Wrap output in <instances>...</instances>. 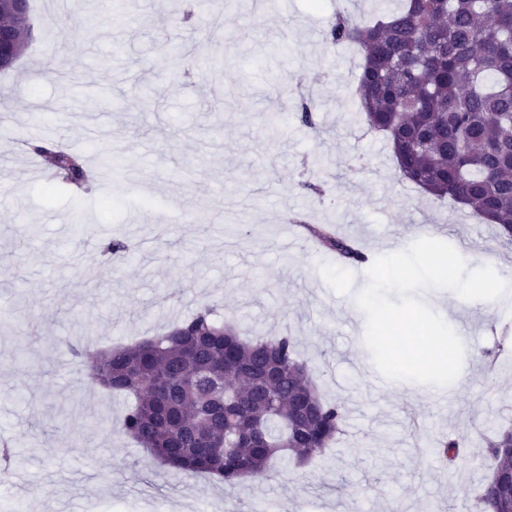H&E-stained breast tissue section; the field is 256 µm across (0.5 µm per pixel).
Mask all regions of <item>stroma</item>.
<instances>
[{"instance_id":"1","label":"stroma","mask_w":512,"mask_h":512,"mask_svg":"<svg viewBox=\"0 0 512 512\" xmlns=\"http://www.w3.org/2000/svg\"><path fill=\"white\" fill-rule=\"evenodd\" d=\"M396 0H31L32 39L0 73V438L18 452L0 480L16 512H478L485 441L512 428V301L448 317L462 370L436 396L378 371L351 311L366 266L300 236L332 225L369 258L421 238L466 255L463 277L512 265L498 228L400 180L361 117L362 56L328 39L338 13L370 20ZM196 46L188 67L166 45ZM317 103L297 118V88ZM281 128L270 137L269 115ZM53 142L127 172L87 193L49 192L16 164ZM320 185L321 194L304 189ZM122 239L128 257L105 245ZM293 241L285 250V241ZM247 337L293 336L328 401L346 413L334 448L228 486L166 472L118 431L127 400L89 384L69 349L133 344L203 306ZM460 444L454 461L437 448Z\"/></svg>"}]
</instances>
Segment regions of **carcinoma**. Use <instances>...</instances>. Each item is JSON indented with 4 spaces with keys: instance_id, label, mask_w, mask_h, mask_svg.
Here are the masks:
<instances>
[{
    "instance_id": "1",
    "label": "carcinoma",
    "mask_w": 512,
    "mask_h": 512,
    "mask_svg": "<svg viewBox=\"0 0 512 512\" xmlns=\"http://www.w3.org/2000/svg\"><path fill=\"white\" fill-rule=\"evenodd\" d=\"M331 44L362 55L356 93L391 144L401 177L471 209L512 242V0H401L369 23L337 15ZM315 126V103L299 99ZM50 191L89 189L79 155L52 146ZM310 236L352 266L368 257L328 225ZM88 381L134 398L121 432L161 467L234 485L275 459L316 460L343 432L293 337L246 339L204 308L130 347L70 346ZM512 430L489 442L490 468L512 472Z\"/></svg>"
}]
</instances>
